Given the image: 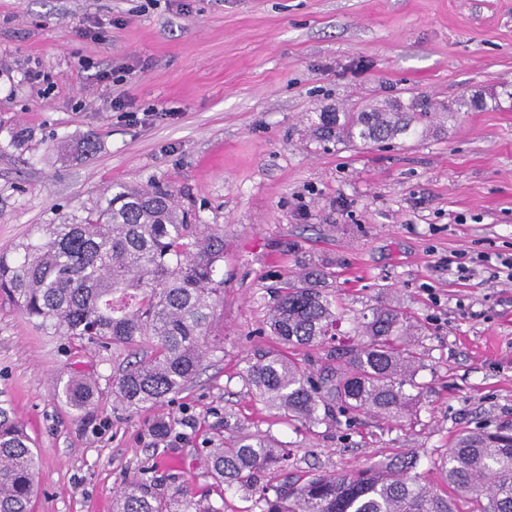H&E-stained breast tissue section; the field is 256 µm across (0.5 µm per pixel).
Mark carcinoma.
Wrapping results in <instances>:
<instances>
[{
  "label": "carcinoma",
  "instance_id": "cac0c4a2",
  "mask_svg": "<svg viewBox=\"0 0 512 512\" xmlns=\"http://www.w3.org/2000/svg\"><path fill=\"white\" fill-rule=\"evenodd\" d=\"M487 107L462 95L434 103L411 94L382 107L317 112L316 139L336 146L423 139L447 120ZM224 235L195 224L173 190L155 185L109 187L93 205L38 224L9 251L0 252V299L39 326L107 348L122 345L142 354L113 379L124 407L164 403L183 392L218 353L214 334L224 306ZM327 273L307 268L287 276L269 312L282 349L268 352L240 375L255 396L288 421L315 426L330 420L351 428L361 414L399 417L413 396L405 386L421 365L409 336L412 316L396 302H382L352 319L353 338L310 372L290 349L318 346L336 336L344 313L324 289ZM66 405L94 404L93 378L74 374L54 389ZM229 441L206 449L207 473L224 490L251 493L249 512H454L452 501L410 475L420 457L409 451L390 468L313 474L301 483L273 486L260 474L288 467L293 449L244 431L224 415ZM40 459L21 422L0 410V512H31ZM444 485L477 502L475 512H512V427L460 436L437 463ZM113 512H224L180 485L156 492L145 473L117 491Z\"/></svg>",
  "mask_w": 512,
  "mask_h": 512
}]
</instances>
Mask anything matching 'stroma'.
Listing matches in <instances>:
<instances>
[{
	"mask_svg": "<svg viewBox=\"0 0 512 512\" xmlns=\"http://www.w3.org/2000/svg\"><path fill=\"white\" fill-rule=\"evenodd\" d=\"M507 90L512 0H0V251L113 185H169L224 233V355L158 406L114 401L128 350L57 335L0 301V408L44 461L32 512H112L143 470L157 490L178 483L249 512L248 493L221 494L201 453L228 413L297 448L275 484L382 467L411 448L434 484L459 435L512 425V282L477 261L512 257V101L384 148L327 147L310 130L313 113L408 92ZM90 132L100 151L72 160ZM303 266L329 272L346 318L395 300L422 325L411 412L308 428L243 387L240 373L279 347L273 290ZM75 373L99 387L82 413L53 395ZM161 416L174 426L164 441L150 431Z\"/></svg>",
	"mask_w": 512,
	"mask_h": 512,
	"instance_id": "stroma-1",
	"label": "stroma"
}]
</instances>
